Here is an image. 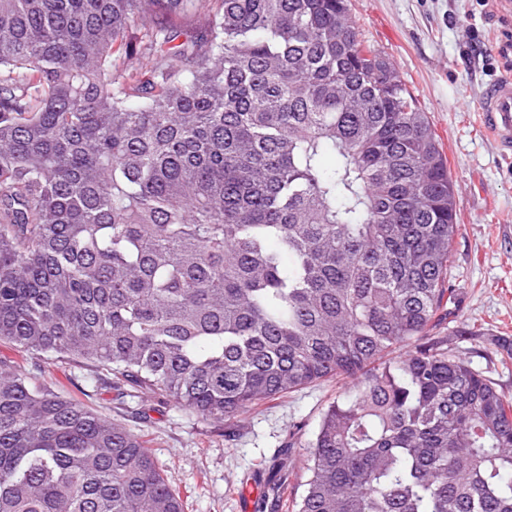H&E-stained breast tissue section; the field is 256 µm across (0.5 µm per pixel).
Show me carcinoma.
<instances>
[{
  "label": "carcinoma",
  "mask_w": 512,
  "mask_h": 512,
  "mask_svg": "<svg viewBox=\"0 0 512 512\" xmlns=\"http://www.w3.org/2000/svg\"><path fill=\"white\" fill-rule=\"evenodd\" d=\"M0 0V345L222 427L347 382L295 512H512L448 348L447 159L350 0ZM332 164H326V157ZM0 357V512H183L143 429Z\"/></svg>",
  "instance_id": "carcinoma-1"
}]
</instances>
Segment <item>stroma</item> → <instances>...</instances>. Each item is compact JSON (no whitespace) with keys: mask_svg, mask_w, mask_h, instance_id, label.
Listing matches in <instances>:
<instances>
[{"mask_svg":"<svg viewBox=\"0 0 512 512\" xmlns=\"http://www.w3.org/2000/svg\"><path fill=\"white\" fill-rule=\"evenodd\" d=\"M352 19L363 38L387 54L401 80L426 112L448 160L460 229L449 277L457 306L448 318V345L512 395V363L500 351L512 343V156L502 154L480 121L486 89L512 76L497 54L503 23L512 24V0H351ZM478 337L458 335L461 327ZM103 381L92 400L103 416L125 424L145 409L151 451L184 512H246L240 494L248 481L278 480L276 448L290 438L309 441L322 408L336 396L324 382L246 414L237 436L200 420L174 403L144 394L114 399L111 374L86 361L46 364L40 382L75 394L70 374Z\"/></svg>","mask_w":512,"mask_h":512,"instance_id":"35a3bbf8","label":"stroma"}]
</instances>
